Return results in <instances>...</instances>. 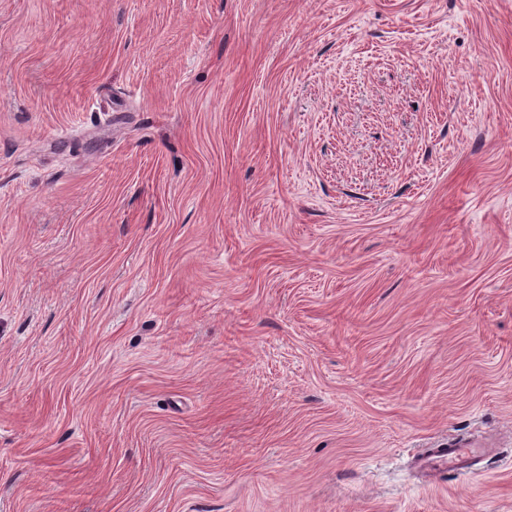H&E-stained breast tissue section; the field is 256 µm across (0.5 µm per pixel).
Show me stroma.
<instances>
[{"label":"stroma","mask_w":512,"mask_h":512,"mask_svg":"<svg viewBox=\"0 0 512 512\" xmlns=\"http://www.w3.org/2000/svg\"><path fill=\"white\" fill-rule=\"evenodd\" d=\"M0 512H512V0H0ZM490 445L473 436H462L448 441V448H429L414 460L418 468L451 475L478 459Z\"/></svg>","instance_id":"stroma-1"}]
</instances>
